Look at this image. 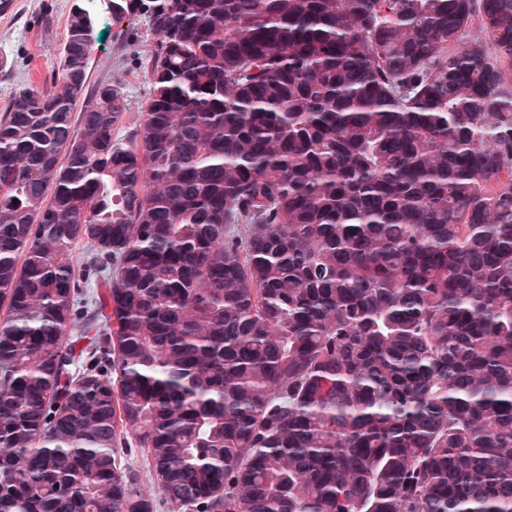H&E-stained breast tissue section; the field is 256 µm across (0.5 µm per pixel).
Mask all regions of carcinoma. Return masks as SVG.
Segmentation results:
<instances>
[{
    "instance_id": "carcinoma-1",
    "label": "carcinoma",
    "mask_w": 512,
    "mask_h": 512,
    "mask_svg": "<svg viewBox=\"0 0 512 512\" xmlns=\"http://www.w3.org/2000/svg\"><path fill=\"white\" fill-rule=\"evenodd\" d=\"M103 3L128 141L89 0L0 118V512H512V0ZM101 17L98 41L88 62L87 83L91 88L109 82L123 90L129 105L122 123L115 130V136L126 138L142 122L150 93V83L142 61L157 37L143 18L127 17L119 21L106 12ZM103 30H106L104 40L99 41ZM117 458L124 468L131 469L137 473L138 482L135 485L136 490L147 496L153 494L152 497L156 496L158 500L160 496L155 487V479L146 467L142 449L136 448L134 443L126 446V448L121 447L119 448Z\"/></svg>"
}]
</instances>
